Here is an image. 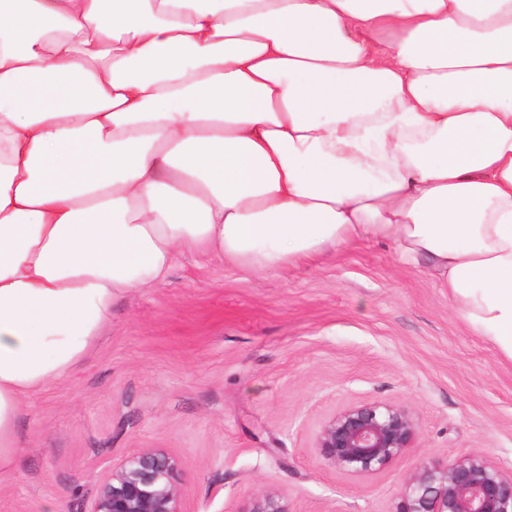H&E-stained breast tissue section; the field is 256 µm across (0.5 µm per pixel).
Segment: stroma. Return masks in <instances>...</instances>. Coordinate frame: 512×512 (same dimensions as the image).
<instances>
[{"label":"stroma","mask_w":512,"mask_h":512,"mask_svg":"<svg viewBox=\"0 0 512 512\" xmlns=\"http://www.w3.org/2000/svg\"><path fill=\"white\" fill-rule=\"evenodd\" d=\"M361 401L404 406L415 436L371 473L321 454L323 423ZM0 512H87L113 464L180 461L185 512H395L419 465L472 454L512 473V361L460 317L424 263L364 240L258 273L194 253L112 308L85 363L33 396ZM242 512H289L284 497L274 491L260 492L249 503L247 509Z\"/></svg>","instance_id":"1"}]
</instances>
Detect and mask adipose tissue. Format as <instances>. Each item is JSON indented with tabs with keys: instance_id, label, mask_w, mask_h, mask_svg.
I'll list each match as a JSON object with an SVG mask.
<instances>
[{
	"instance_id": "ef3b65f1",
	"label": "adipose tissue",
	"mask_w": 512,
	"mask_h": 512,
	"mask_svg": "<svg viewBox=\"0 0 512 512\" xmlns=\"http://www.w3.org/2000/svg\"><path fill=\"white\" fill-rule=\"evenodd\" d=\"M364 239L512 360V0H0V476L180 254Z\"/></svg>"
}]
</instances>
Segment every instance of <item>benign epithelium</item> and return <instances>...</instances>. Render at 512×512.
Returning a JSON list of instances; mask_svg holds the SVG:
<instances>
[{
    "label": "benign epithelium",
    "instance_id": "benign-epithelium-1",
    "mask_svg": "<svg viewBox=\"0 0 512 512\" xmlns=\"http://www.w3.org/2000/svg\"><path fill=\"white\" fill-rule=\"evenodd\" d=\"M414 423L402 407L364 402L323 425L318 448L336 468L379 470L411 448ZM180 462L165 448L135 453L112 466L86 512H184ZM242 512H289L284 497L260 492ZM396 512H512V475L474 454L443 466L421 465L400 493Z\"/></svg>",
    "mask_w": 512,
    "mask_h": 512
}]
</instances>
